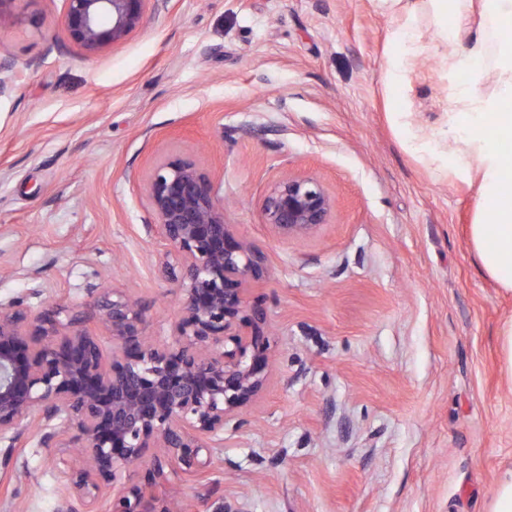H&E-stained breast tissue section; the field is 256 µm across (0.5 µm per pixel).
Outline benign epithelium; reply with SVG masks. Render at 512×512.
<instances>
[{
	"label": "benign epithelium",
	"instance_id": "1",
	"mask_svg": "<svg viewBox=\"0 0 512 512\" xmlns=\"http://www.w3.org/2000/svg\"><path fill=\"white\" fill-rule=\"evenodd\" d=\"M69 42L95 56L141 25L149 0H64ZM145 194L166 252L158 273L185 302L172 341L145 334L138 301L123 288H91L76 309L24 300L0 303V467L17 465L24 435L41 445L62 486L60 512H173L168 473L200 475L211 465L224 424L258 395L270 367L261 301L244 283L264 272V257L224 219V202L192 159L165 158ZM335 200L320 182L292 176L263 206L264 223L283 237L327 223ZM97 320L112 336V360L87 328ZM141 480L112 487L120 473Z\"/></svg>",
	"mask_w": 512,
	"mask_h": 512
}]
</instances>
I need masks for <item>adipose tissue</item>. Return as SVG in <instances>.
<instances>
[{"label":"adipose tissue","instance_id":"ef3b65f1","mask_svg":"<svg viewBox=\"0 0 512 512\" xmlns=\"http://www.w3.org/2000/svg\"><path fill=\"white\" fill-rule=\"evenodd\" d=\"M398 16L395 49L388 61L386 84L403 89L419 50L416 18L429 10L440 41L448 39V19L465 22L479 14L477 34L466 52L444 58L450 79L451 107L434 127L415 123L411 113L396 112L409 147L423 159L440 162L453 177L476 185V216L470 241L487 276L512 292V0H381ZM497 88L481 90L487 72Z\"/></svg>","mask_w":512,"mask_h":512}]
</instances>
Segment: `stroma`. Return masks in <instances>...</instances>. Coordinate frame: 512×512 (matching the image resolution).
Returning a JSON list of instances; mask_svg holds the SVG:
<instances>
[{
  "mask_svg": "<svg viewBox=\"0 0 512 512\" xmlns=\"http://www.w3.org/2000/svg\"><path fill=\"white\" fill-rule=\"evenodd\" d=\"M0 61V302L83 305L92 288L139 298L165 342L184 295L160 278L164 246L143 180L195 160L232 230L265 257L250 297L267 308L272 367L228 421L209 470L177 479L189 512H493L512 467V378L499 331L512 293L469 240L476 191L420 160L388 115L399 24L377 0H148L142 24L94 57L68 43L63 0H6ZM448 42L417 20L407 91L430 124L446 111ZM317 179L327 224L283 238L263 222L271 187ZM38 432L29 473L0 512H58Z\"/></svg>",
  "mask_w": 512,
  "mask_h": 512,
  "instance_id": "stroma-1",
  "label": "stroma"
}]
</instances>
